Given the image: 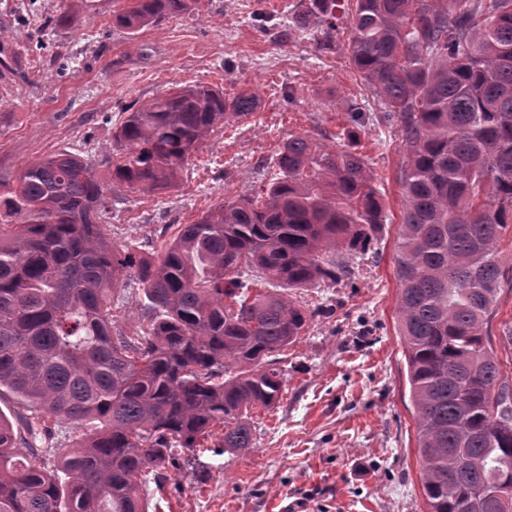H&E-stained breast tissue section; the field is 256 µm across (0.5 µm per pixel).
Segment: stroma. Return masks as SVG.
<instances>
[{
	"mask_svg": "<svg viewBox=\"0 0 512 512\" xmlns=\"http://www.w3.org/2000/svg\"><path fill=\"white\" fill-rule=\"evenodd\" d=\"M289 0H197L189 14L128 39L113 27V0H0V31L11 36L18 75L0 77V185L12 188L26 164L58 152L97 165L127 110L173 85H209L225 96L255 89L260 106L199 144L174 187L157 195L113 185L109 213L115 244L160 250L182 224L222 198L258 191L264 166L291 134L335 144L347 127L344 101L369 98L348 62L345 38L318 54L308 35L279 44L262 31L264 12L278 22ZM69 11L77 24L57 44L79 54L58 74L51 55L28 51L42 16ZM134 58L118 63L120 52ZM370 120L363 152L384 196L388 218L352 278L297 291L309 308H327L282 354L286 383L274 407L247 421L252 447L204 451L172 470L155 512H426L415 413L398 334L397 232L405 207L398 181L399 133ZM512 283L503 284L490 322L492 352L512 379Z\"/></svg>",
	"mask_w": 512,
	"mask_h": 512,
	"instance_id": "1",
	"label": "stroma"
}]
</instances>
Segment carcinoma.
<instances>
[{
  "instance_id": "obj_1",
  "label": "carcinoma",
  "mask_w": 512,
  "mask_h": 512,
  "mask_svg": "<svg viewBox=\"0 0 512 512\" xmlns=\"http://www.w3.org/2000/svg\"><path fill=\"white\" fill-rule=\"evenodd\" d=\"M195 0H131L113 24L136 36ZM297 0L275 38L315 31L349 62L379 124L405 151L396 243L399 336L416 413L427 512H505L512 502V387L488 324L509 279L496 244L512 224V0ZM259 96L173 87L117 127L112 181L169 189L208 133L256 112ZM340 144L292 134L253 196L225 198L154 257L107 237L112 194L72 152L25 165L0 195V400L23 405L26 435L0 412V512H149L182 454L249 448L243 415L282 394L280 352L317 316L291 291L338 283L386 223L360 150L365 104L346 103ZM135 270L144 325L112 331L114 295ZM270 285L250 296L258 280ZM230 299L233 306L224 304ZM85 429L68 450L54 424Z\"/></svg>"
}]
</instances>
